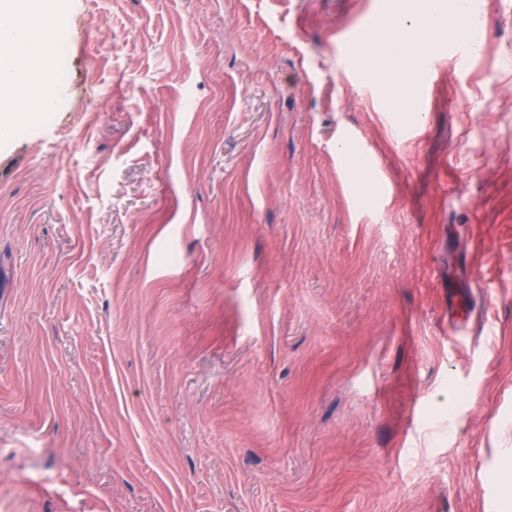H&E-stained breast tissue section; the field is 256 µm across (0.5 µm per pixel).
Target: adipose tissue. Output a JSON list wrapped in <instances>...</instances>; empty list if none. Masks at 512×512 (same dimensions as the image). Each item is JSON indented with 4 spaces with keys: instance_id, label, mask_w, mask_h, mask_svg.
I'll use <instances>...</instances> for the list:
<instances>
[{
    "instance_id": "1",
    "label": "adipose tissue",
    "mask_w": 512,
    "mask_h": 512,
    "mask_svg": "<svg viewBox=\"0 0 512 512\" xmlns=\"http://www.w3.org/2000/svg\"><path fill=\"white\" fill-rule=\"evenodd\" d=\"M69 0H0V137L40 119L48 109V77ZM385 24L368 31L353 54L400 107L412 101L409 74L421 67L432 37L465 40L459 8L437 0H388Z\"/></svg>"
}]
</instances>
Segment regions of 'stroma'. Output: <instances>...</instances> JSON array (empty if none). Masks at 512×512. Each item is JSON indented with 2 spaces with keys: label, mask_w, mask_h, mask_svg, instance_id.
<instances>
[{
  "label": "stroma",
  "mask_w": 512,
  "mask_h": 512,
  "mask_svg": "<svg viewBox=\"0 0 512 512\" xmlns=\"http://www.w3.org/2000/svg\"><path fill=\"white\" fill-rule=\"evenodd\" d=\"M385 8L71 0L0 141V512H512V0L404 111Z\"/></svg>",
  "instance_id": "obj_1"
}]
</instances>
